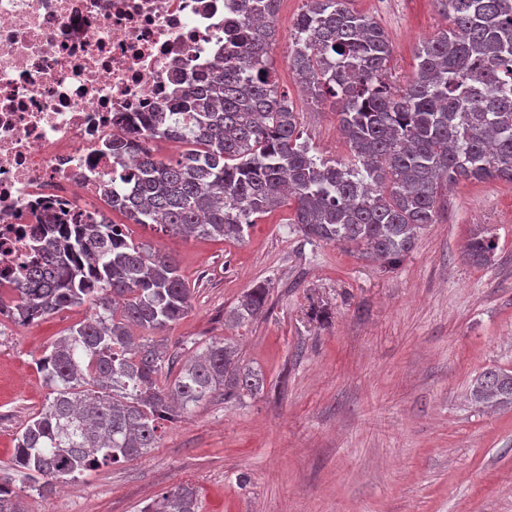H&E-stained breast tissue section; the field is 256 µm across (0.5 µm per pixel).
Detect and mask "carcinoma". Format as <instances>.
Here are the masks:
<instances>
[{
  "label": "carcinoma",
  "mask_w": 512,
  "mask_h": 512,
  "mask_svg": "<svg viewBox=\"0 0 512 512\" xmlns=\"http://www.w3.org/2000/svg\"><path fill=\"white\" fill-rule=\"evenodd\" d=\"M280 0H240L229 25L224 66L189 79L160 116L142 112L108 144L112 157L137 156L103 198L134 224L171 235L241 240L256 218L287 202L289 223L309 241L354 244L389 263L435 223L442 192L462 180L512 182V0H436L448 27L422 41L411 80L390 83L393 47L374 18L348 0H306L291 35L288 66L313 99L331 97L351 157L319 158L302 140L299 113L271 61ZM185 146L161 159L152 141ZM34 256L10 279L0 314L26 324L86 303L91 313L52 344L39 369L52 399L18 437L14 464L23 487L49 492L102 466L143 456L164 422L217 389L254 393L259 375L239 366L233 347L211 341L173 379L160 380L167 351L132 331L161 332L191 309V288L170 256L134 243L106 219L72 228L50 224ZM485 229L466 255L495 254ZM266 288L241 296L228 320L256 317ZM471 394L512 407V372L488 369ZM0 512H24L0 483ZM142 512H199L181 487Z\"/></svg>",
  "instance_id": "carcinoma-1"
}]
</instances>
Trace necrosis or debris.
Wrapping results in <instances>:
<instances>
[{
  "label": "necrosis or debris",
  "instance_id": "obj_1",
  "mask_svg": "<svg viewBox=\"0 0 512 512\" xmlns=\"http://www.w3.org/2000/svg\"><path fill=\"white\" fill-rule=\"evenodd\" d=\"M237 17L236 0H0L1 271L30 260L31 226L99 221L105 143L220 60Z\"/></svg>",
  "mask_w": 512,
  "mask_h": 512
}]
</instances>
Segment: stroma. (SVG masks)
I'll return each mask as SVG.
<instances>
[{
	"instance_id": "obj_1",
	"label": "stroma",
	"mask_w": 512,
	"mask_h": 512,
	"mask_svg": "<svg viewBox=\"0 0 512 512\" xmlns=\"http://www.w3.org/2000/svg\"><path fill=\"white\" fill-rule=\"evenodd\" d=\"M393 44L390 80L404 85L423 39L446 28L436 0H351ZM304 0H281L271 59L313 154L347 161L332 100L314 101L288 67ZM399 263L350 245L307 241L291 206L266 214L243 240L212 241L128 226L171 255L191 291L188 314L162 335L183 364L228 338L241 366L264 378L256 394L215 392L167 423L156 448L103 466L68 492L22 489L17 435L50 392L38 359L87 306L21 326L0 320V477L25 512H141L161 493L193 487L201 512H512V409L475 402L489 368L512 370V183L462 181L439 202ZM497 249L478 267L465 245L476 226ZM263 313L226 322L255 286Z\"/></svg>"
}]
</instances>
